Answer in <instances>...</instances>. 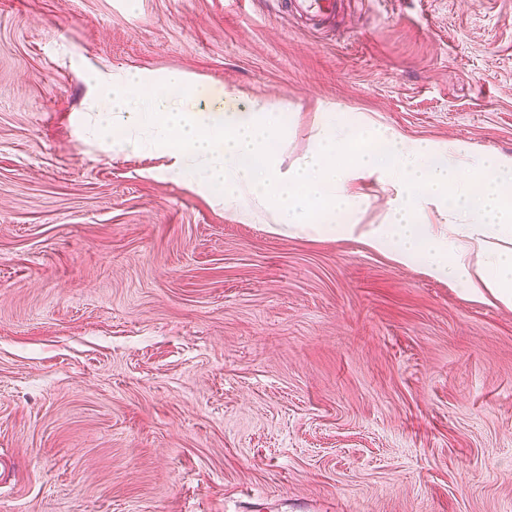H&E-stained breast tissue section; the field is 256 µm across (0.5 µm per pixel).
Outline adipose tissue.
<instances>
[{"mask_svg": "<svg viewBox=\"0 0 512 512\" xmlns=\"http://www.w3.org/2000/svg\"><path fill=\"white\" fill-rule=\"evenodd\" d=\"M86 79L108 105L94 136L113 154L168 151L173 180L223 187L225 210L241 222L274 235H356L397 262L420 261L469 300L512 309V157L475 159L459 143L326 119L309 153L285 169L271 145L288 130L268 100L243 112L179 108L170 91L187 80L177 73L92 71ZM150 82L157 93L132 108L131 88ZM373 177L394 195L380 222L367 224L358 185Z\"/></svg>", "mask_w": 512, "mask_h": 512, "instance_id": "adipose-tissue-1", "label": "adipose tissue"}]
</instances>
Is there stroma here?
<instances>
[{"label": "stroma", "mask_w": 512, "mask_h": 512, "mask_svg": "<svg viewBox=\"0 0 512 512\" xmlns=\"http://www.w3.org/2000/svg\"><path fill=\"white\" fill-rule=\"evenodd\" d=\"M90 69L512 156V0H0V512H512V310L86 142ZM344 0H289L290 6L311 27L323 25L334 18Z\"/></svg>", "instance_id": "obj_1"}]
</instances>
